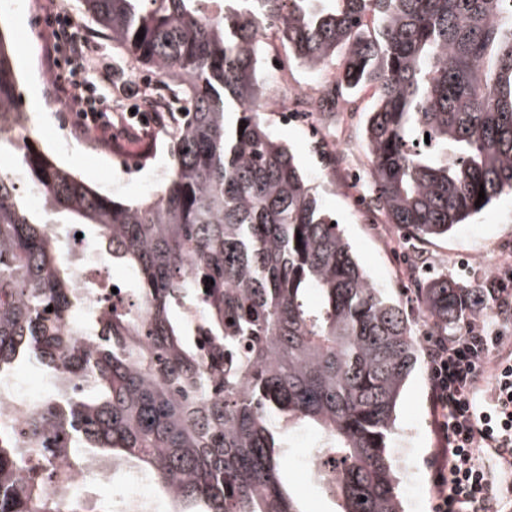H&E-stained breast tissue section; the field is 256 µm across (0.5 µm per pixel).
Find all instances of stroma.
I'll list each match as a JSON object with an SVG mask.
<instances>
[{
  "mask_svg": "<svg viewBox=\"0 0 512 512\" xmlns=\"http://www.w3.org/2000/svg\"><path fill=\"white\" fill-rule=\"evenodd\" d=\"M66 12L75 30L91 35L103 51H111L112 41L87 21L77 8V0H36L26 8L22 0L0 9V33L8 35L18 48L14 66L20 79L23 105L33 118L32 141L60 166L87 184L111 197L134 201L155 194L162 182L157 170L169 167V141L164 133L152 139H119L107 144L80 133L70 107L55 92L47 68L50 36L45 24L52 11ZM264 53L276 52L289 82L314 90L324 88L325 78L336 73L341 57L328 60L321 69L300 64L281 39H263ZM261 78L271 104L265 121L277 139L289 145L322 206L335 212L339 229L348 240L375 288L391 297L404 310L413 336L426 343L433 329L425 317L420 288L430 280L445 278L463 288H483L491 275L512 262V193L501 195L466 224L445 237L417 239L393 225L368 221L357 205L361 195L371 194V163L363 141L362 125L375 102L373 87L342 98L343 112L323 117L324 141L309 136L299 125L282 121V107L288 102L287 89L277 87L274 76L262 71ZM361 173L359 182L342 178L341 166ZM414 435L411 466L421 484L420 500L404 496L405 512H432L434 464L445 456L431 404V381L426 358H419L398 407V427L389 446L398 448L407 435ZM319 432L304 427L287 438L288 468L292 491L310 512H333L325 498L297 463L299 455L319 447Z\"/></svg>",
  "mask_w": 512,
  "mask_h": 512,
  "instance_id": "obj_1",
  "label": "stroma"
}]
</instances>
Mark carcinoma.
I'll list each match as a JSON object with an SVG mask.
<instances>
[{"label": "carcinoma", "mask_w": 512, "mask_h": 512, "mask_svg": "<svg viewBox=\"0 0 512 512\" xmlns=\"http://www.w3.org/2000/svg\"><path fill=\"white\" fill-rule=\"evenodd\" d=\"M208 2L80 0L182 104L155 197L116 201L30 143L19 163L38 220L0 164V373L34 360L58 382L24 441L0 436V512H61L64 498L67 512H115L26 475L51 435L73 468L110 454L112 470L144 474L168 512H307L287 488L293 426L334 454L319 489L335 512H403L388 444L419 342L269 131L260 36L276 28L311 69L347 49L335 90L375 89L363 131L385 223L434 238L512 192V17L501 0H222L217 15ZM28 125L0 37V148ZM56 216L91 226L135 283L112 284L89 344L70 328L78 290ZM460 293L420 289L440 336L465 314Z\"/></svg>", "instance_id": "cac0c4a2"}]
</instances>
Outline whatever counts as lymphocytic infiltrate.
Instances as JSON below:
<instances>
[{
	"instance_id": "lymphocytic-infiltrate-1",
	"label": "lymphocytic infiltrate",
	"mask_w": 512,
	"mask_h": 512,
	"mask_svg": "<svg viewBox=\"0 0 512 512\" xmlns=\"http://www.w3.org/2000/svg\"><path fill=\"white\" fill-rule=\"evenodd\" d=\"M52 54L48 67L57 95L76 110L80 130L103 139L134 130L150 136L166 127L167 112H113L102 86L115 85L121 96H137L138 88L113 81L111 65L98 61L97 44L78 34L67 13L46 17ZM496 324H469L463 335L434 336L427 343L432 406L437 428L448 446L447 462L435 469L434 512H487L493 482L478 457L493 449L512 451V354L507 366H495L490 395H483L480 376L491 354L501 346Z\"/></svg>"
}]
</instances>
